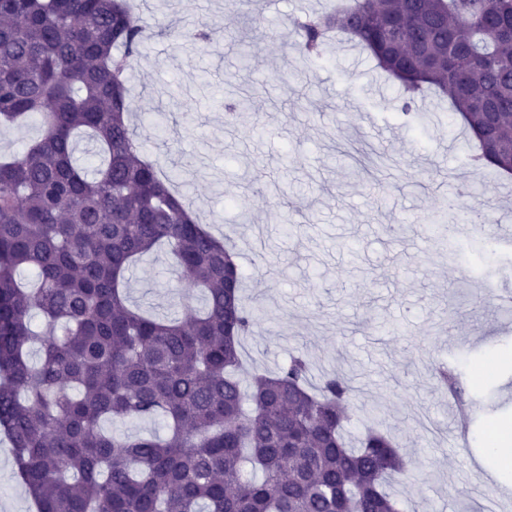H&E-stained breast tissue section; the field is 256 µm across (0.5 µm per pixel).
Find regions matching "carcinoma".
Wrapping results in <instances>:
<instances>
[{"instance_id":"carcinoma-1","label":"carcinoma","mask_w":512,"mask_h":512,"mask_svg":"<svg viewBox=\"0 0 512 512\" xmlns=\"http://www.w3.org/2000/svg\"><path fill=\"white\" fill-rule=\"evenodd\" d=\"M145 32L134 0H0V126L42 120L0 160V430L19 479L37 512H402L387 486L408 462L377 425L349 438L348 373L314 386L301 351L241 376L257 316L236 245L196 222L129 123ZM334 33L401 82L403 114L438 87L474 161L512 174V0H353L306 15L299 51L326 57ZM80 138L91 169L74 159ZM161 245L204 309L170 319L130 304L126 273ZM438 384L462 394L449 370ZM155 419L166 438L118 432Z\"/></svg>"}]
</instances>
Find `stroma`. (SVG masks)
Returning a JSON list of instances; mask_svg holds the SVG:
<instances>
[{
	"label": "stroma",
	"instance_id": "stroma-1",
	"mask_svg": "<svg viewBox=\"0 0 512 512\" xmlns=\"http://www.w3.org/2000/svg\"><path fill=\"white\" fill-rule=\"evenodd\" d=\"M136 2L147 25L169 4L182 25L209 30L203 47L149 36L130 61L131 125L163 167L193 158L188 198L213 235L238 244L258 317L243 342L248 365L273 371L299 347L314 378L352 369V429L378 415L412 460L393 493L418 512H481L497 494L500 512H512L504 478L483 465L495 429L512 426V315L499 307L512 296V267L487 248L512 226V178L469 164V135L437 94L403 115L399 83L353 41L301 58L296 19L331 0ZM254 7L276 35L255 38L243 59L233 40ZM245 91L253 106L226 122V100ZM127 291L162 313L202 303L163 250L130 271ZM437 363L461 382L469 435L457 430L453 399L433 387ZM0 512H35L1 434Z\"/></svg>",
	"mask_w": 512,
	"mask_h": 512
}]
</instances>
